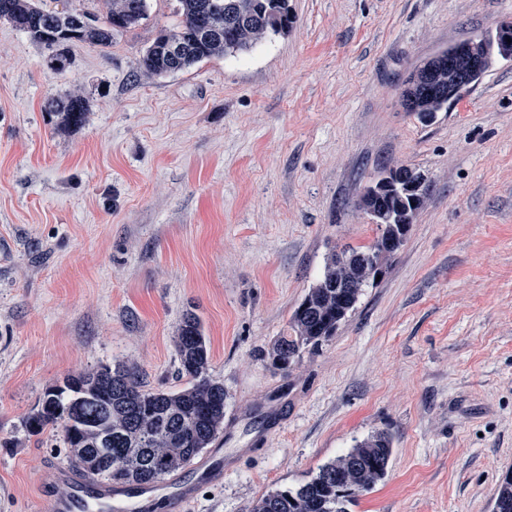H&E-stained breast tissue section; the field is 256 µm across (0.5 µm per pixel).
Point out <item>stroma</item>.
Here are the masks:
<instances>
[{"mask_svg": "<svg viewBox=\"0 0 512 512\" xmlns=\"http://www.w3.org/2000/svg\"><path fill=\"white\" fill-rule=\"evenodd\" d=\"M293 22L160 78L138 59L177 0L99 50L0 21V512H44L60 431L24 419L68 375L134 367L176 392L186 313L239 455L190 512H252L377 432L384 480L352 512H491L512 472V57L448 110L402 105L412 70L512 22V0H288ZM82 94L58 129L47 97ZM429 192L379 281L283 374L274 341L327 258L378 234L356 205L386 169Z\"/></svg>", "mask_w": 512, "mask_h": 512, "instance_id": "stroma-1", "label": "stroma"}]
</instances>
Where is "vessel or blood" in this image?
Listing matches in <instances>:
<instances>
[{
    "label": "vessel or blood",
    "instance_id": "vessel-or-blood-1",
    "mask_svg": "<svg viewBox=\"0 0 512 512\" xmlns=\"http://www.w3.org/2000/svg\"><path fill=\"white\" fill-rule=\"evenodd\" d=\"M194 470L196 482L164 480L143 487L92 476L78 478L70 471L56 470L51 480L64 484L66 490L47 499L46 512H148L157 501L164 502L168 512H185L195 497L197 481L219 480L224 460L214 451L199 460Z\"/></svg>",
    "mask_w": 512,
    "mask_h": 512
}]
</instances>
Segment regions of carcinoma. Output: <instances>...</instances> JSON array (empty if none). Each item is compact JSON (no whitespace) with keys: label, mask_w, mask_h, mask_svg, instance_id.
<instances>
[{"label":"carcinoma","mask_w":512,"mask_h":512,"mask_svg":"<svg viewBox=\"0 0 512 512\" xmlns=\"http://www.w3.org/2000/svg\"><path fill=\"white\" fill-rule=\"evenodd\" d=\"M147 0H111L104 16L87 12L46 11L37 0H0V20L47 47L81 42L93 48L112 45L115 35L136 28L147 18ZM176 25L164 29L139 59L140 70L165 76L227 54L245 52L269 35L288 32V0H178ZM475 53L491 68L503 56L498 33L473 40ZM448 52L417 66L405 81L403 105L430 117L448 109ZM44 111L57 127L80 126L87 103L79 94L50 97ZM407 167L391 169L364 187L359 205L372 216L379 236L390 248L350 247L332 254L318 283L310 288L290 318L291 334L273 344L271 366L288 374L305 348H316L335 334L355 307L362 289L375 274L350 269L343 258L360 256L369 267L384 268L406 240L428 191L421 181L402 189ZM180 373L189 385L177 392L144 388L125 365L105 377L102 366L75 374L73 383L46 391L41 405L24 421L33 435L62 429L73 469L114 482L144 485L183 471L216 439L224 423V385L209 375L206 336L196 315L185 314L174 337ZM392 439L376 433L349 452L322 466L296 489L272 491L257 500L253 512H349L358 497L370 491L387 472ZM493 512H512V475L501 482Z\"/></svg>","instance_id":"cac0c4a2"}]
</instances>
